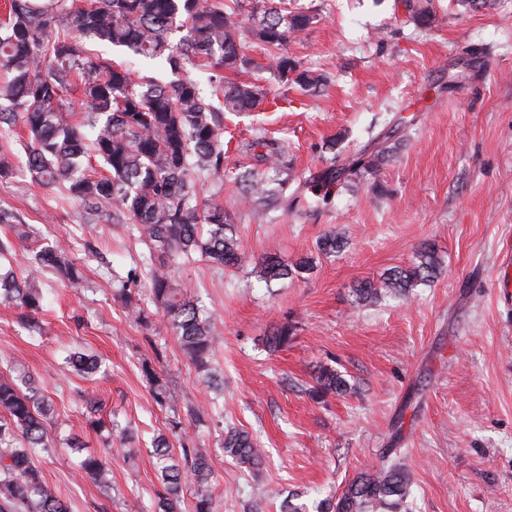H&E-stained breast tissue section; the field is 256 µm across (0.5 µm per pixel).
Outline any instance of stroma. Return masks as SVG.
Listing matches in <instances>:
<instances>
[{"instance_id": "stroma-1", "label": "stroma", "mask_w": 512, "mask_h": 512, "mask_svg": "<svg viewBox=\"0 0 512 512\" xmlns=\"http://www.w3.org/2000/svg\"><path fill=\"white\" fill-rule=\"evenodd\" d=\"M316 20L286 47L303 68L326 75L319 92L276 81L265 46L250 45L244 81L259 80L272 104L224 121L230 165L255 167L242 145L258 133L280 139L302 204L246 208L234 183L199 179V197L219 196L241 242L239 267L173 264L192 297L223 325L214 364L224 391L202 384L159 316L141 324L114 295L146 291L149 275L130 224L86 221L80 207L18 175L0 180V211L71 248L85 275L75 289L42 276L41 333L19 309L0 305V371L25 367L53 400L57 447L34 463L70 512H151L160 486L153 432L180 422L187 448L207 455L215 512H280L269 489L308 512L341 494L383 460L401 464L411 495L395 512H512V300L497 269L512 243V0L474 9L440 0V22L418 27L405 0H288ZM394 131L397 147L380 177L323 181L330 156L345 158L372 136ZM329 204H322V197ZM346 245L325 255L318 240ZM442 260L434 282L401 298L359 303L360 282L408 267L421 243ZM266 256L312 268L265 287L252 275ZM289 323L288 346L270 350L271 325ZM98 357L87 380L62 374L67 351ZM151 364L174 400L159 407L143 378ZM349 382L341 396L313 401L320 367ZM95 390L102 429L90 426L82 395ZM128 428L131 443L121 442ZM248 431L264 450L259 472L222 448L225 431ZM79 436L101 452L112 436V491L103 493L61 441Z\"/></svg>"}]
</instances>
